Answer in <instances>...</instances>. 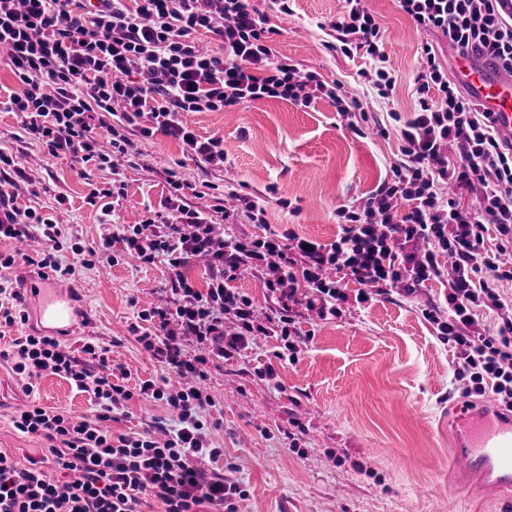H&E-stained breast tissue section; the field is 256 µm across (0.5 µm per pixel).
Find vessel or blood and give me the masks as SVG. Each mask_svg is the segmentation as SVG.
<instances>
[{"instance_id":"b4317fda","label":"vessel or blood","mask_w":512,"mask_h":512,"mask_svg":"<svg viewBox=\"0 0 512 512\" xmlns=\"http://www.w3.org/2000/svg\"><path fill=\"white\" fill-rule=\"evenodd\" d=\"M456 70L472 98L492 113L496 132L512 141V77L494 62L471 51L454 55ZM81 284L60 283L30 276L26 296L42 299L39 317L57 329H69L87 312L77 302ZM451 464L468 472L495 478L512 487V412L504 408H473L464 422V437L454 449Z\"/></svg>"}]
</instances>
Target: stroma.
Listing matches in <instances>:
<instances>
[{
  "label": "stroma",
  "mask_w": 512,
  "mask_h": 512,
  "mask_svg": "<svg viewBox=\"0 0 512 512\" xmlns=\"http://www.w3.org/2000/svg\"><path fill=\"white\" fill-rule=\"evenodd\" d=\"M366 6L384 32L386 67L395 79L385 100L365 77L370 58L326 47L329 24L343 13L344 0H295L290 16L272 12L266 0L260 9L278 29L277 51L300 68L317 70L379 115L409 117L422 46L437 44L448 69L453 51L436 34L417 28L397 0H366ZM184 119L198 135L230 145L223 169L201 168L165 136L140 141L141 161L126 168L124 195L115 203L121 223H139L145 203L159 205L167 193L165 173L172 170L192 185L207 181L222 191L270 197L264 223L240 218L235 233L287 227L329 241L338 231V210L389 178L400 155L398 135H358L326 98L307 106L260 100L230 112H188ZM19 131L15 114L0 112V147L12 150L21 167L34 158L40 162L33 183L17 188V205L65 213L74 241L102 250L112 228L100 223L86 196L91 184L111 181V174L96 171L84 179L80 164L50 156L41 143L19 138ZM167 278L163 266L144 267L132 259L83 271L80 300L90 324L63 333V340L72 344L94 334L124 365L130 384L161 378L164 369L129 326L139 312L161 302ZM347 289L341 317L302 316L301 329L314 337L300 345L295 362L275 359L278 343L264 336L209 376L208 390L224 412L215 439L249 491L239 512H512V489L448 471L456 410L481 399L462 394L452 349L418 312L424 305H444V285L436 281L413 298L393 292L364 304L354 300L357 284ZM269 365L274 375L267 378ZM30 399L84 416L93 415L94 406L88 394L57 376L42 378L25 394L8 364L0 363V451L20 466L48 469L49 441L16 430L10 421L12 411ZM295 421L305 429L298 451L283 435Z\"/></svg>",
  "instance_id": "1"
}]
</instances>
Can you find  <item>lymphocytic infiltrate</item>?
<instances>
[{
	"instance_id": "1",
	"label": "lymphocytic infiltrate",
	"mask_w": 512,
	"mask_h": 512,
	"mask_svg": "<svg viewBox=\"0 0 512 512\" xmlns=\"http://www.w3.org/2000/svg\"><path fill=\"white\" fill-rule=\"evenodd\" d=\"M331 22L330 49L369 56L370 82L389 98L395 81L385 68L384 33L363 0H345ZM501 0H398L413 22L453 49L473 48L512 73V18ZM214 37L219 52L200 50L193 36ZM276 30L256 0H0V66L16 79L0 91V112L16 113L25 137L49 155L110 171L112 184L92 189L112 233L100 258L68 246V225L0 195V242H40L36 255L0 251V329L25 324L26 306L14 288L16 270L77 278L97 262L132 258L162 265L170 275L163 304L143 310L130 331L150 358L183 384L172 390L153 379L129 387L107 347L84 339L72 346L57 337L26 334L0 350V360L25 393L47 375L68 379L90 396L93 417L33 402L10 421L20 432L50 441L53 470L19 466L0 452V512H140L147 497L162 512H238L248 491L219 468L224 451L212 431L222 425L213 396L202 388L216 360H231L256 337L281 340L277 359L296 354L303 311L322 320L341 316L348 300L365 303L400 288L413 294L427 281L445 279L447 311L421 315L455 350L454 375L466 394L492 392L512 411V302L496 289L512 278L501 256H512V148L495 132L490 113L449 82L436 48L424 44L415 76L418 106L398 128L401 157L384 181L352 209L342 211L333 241L269 231L261 237L214 234L226 214L224 198L202 183L203 209L184 205L186 185L169 172L161 208L145 205L141 223H120L112 199L123 192L124 169L137 165V139L163 135L207 168H223L224 141L198 135L187 112H223L260 99L304 106L328 98L350 128L379 124L360 99L339 94L316 71H301L273 46ZM478 189L471 207L453 189ZM179 223L168 221L170 212ZM499 237L485 246L488 226ZM70 259H63V249ZM208 260L206 287L184 274L198 257ZM258 277L274 308L260 314L236 283ZM359 284L349 297L345 282ZM491 311L493 320L482 318ZM149 331H141V322ZM158 403L170 420L152 433H117L112 422L133 402Z\"/></svg>"
}]
</instances>
